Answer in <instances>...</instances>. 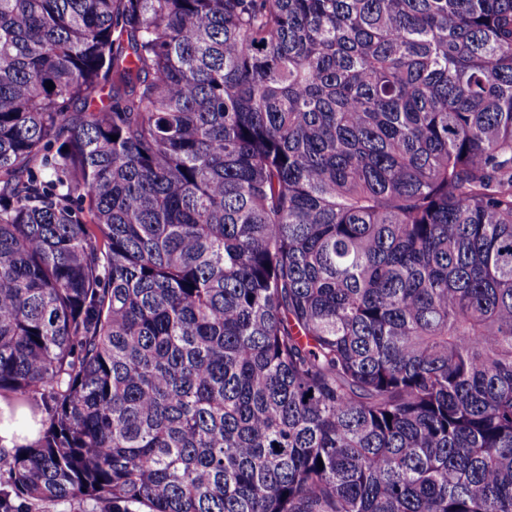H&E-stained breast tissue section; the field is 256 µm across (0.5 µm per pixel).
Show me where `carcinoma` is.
Returning a JSON list of instances; mask_svg holds the SVG:
<instances>
[{
    "label": "carcinoma",
    "mask_w": 512,
    "mask_h": 512,
    "mask_svg": "<svg viewBox=\"0 0 512 512\" xmlns=\"http://www.w3.org/2000/svg\"><path fill=\"white\" fill-rule=\"evenodd\" d=\"M1 400L0 512H512V0H0ZM37 436L38 433L35 428L20 430L6 421L0 424V447L5 451H10L17 445L28 444L34 441Z\"/></svg>",
    "instance_id": "obj_1"
}]
</instances>
